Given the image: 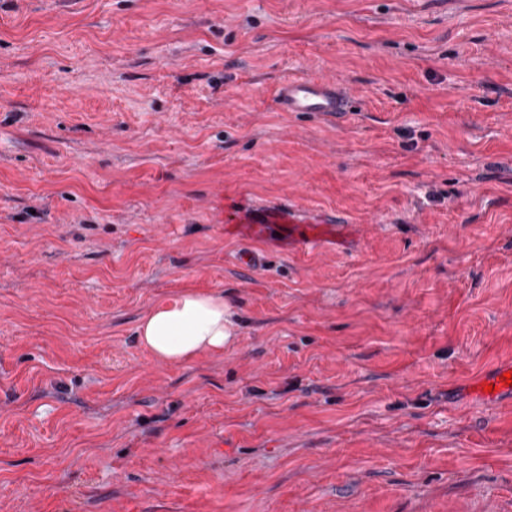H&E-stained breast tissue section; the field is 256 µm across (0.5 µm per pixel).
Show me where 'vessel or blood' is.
Masks as SVG:
<instances>
[{
    "instance_id": "obj_1",
    "label": "vessel or blood",
    "mask_w": 512,
    "mask_h": 512,
    "mask_svg": "<svg viewBox=\"0 0 512 512\" xmlns=\"http://www.w3.org/2000/svg\"><path fill=\"white\" fill-rule=\"evenodd\" d=\"M274 99L279 111L315 112L336 120L344 119L351 102L350 95L335 80L305 75L281 81L274 90ZM343 222V217L325 213L315 219L291 205H261L235 212L231 229L242 241L260 238L266 224L279 225L292 236L301 232L305 237L314 238Z\"/></svg>"
}]
</instances>
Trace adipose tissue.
<instances>
[{
  "instance_id": "1",
  "label": "adipose tissue",
  "mask_w": 512,
  "mask_h": 512,
  "mask_svg": "<svg viewBox=\"0 0 512 512\" xmlns=\"http://www.w3.org/2000/svg\"><path fill=\"white\" fill-rule=\"evenodd\" d=\"M238 333V321L223 295L192 289L156 303L136 327L140 345L155 360L172 363L223 351Z\"/></svg>"
}]
</instances>
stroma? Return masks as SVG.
Segmentation results:
<instances>
[{"instance_id":"1","label":"stroma","mask_w":512,"mask_h":512,"mask_svg":"<svg viewBox=\"0 0 512 512\" xmlns=\"http://www.w3.org/2000/svg\"><path fill=\"white\" fill-rule=\"evenodd\" d=\"M225 192L349 224L245 268ZM511 355L512 0H0V512H512ZM274 99L280 112H315L340 121L352 97L335 80L294 75L276 86ZM239 333L221 294L192 289L156 303L139 321L135 336L160 362H186L205 352H224Z\"/></svg>"}]
</instances>
